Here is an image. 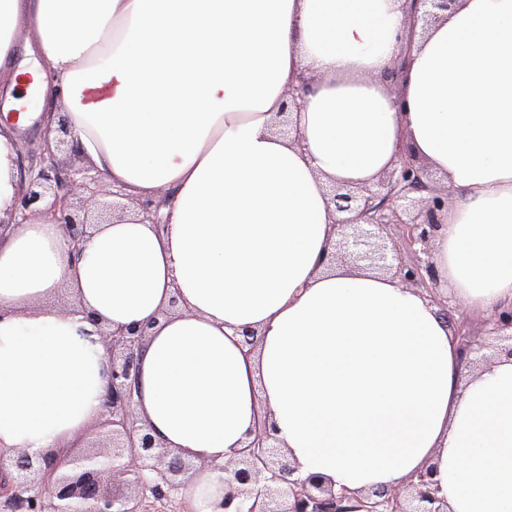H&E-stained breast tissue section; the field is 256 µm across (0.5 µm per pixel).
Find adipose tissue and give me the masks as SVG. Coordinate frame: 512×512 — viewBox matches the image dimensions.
<instances>
[{
	"label": "adipose tissue",
	"instance_id": "ef3b65f1",
	"mask_svg": "<svg viewBox=\"0 0 512 512\" xmlns=\"http://www.w3.org/2000/svg\"><path fill=\"white\" fill-rule=\"evenodd\" d=\"M407 0H0V93L66 108L108 182L172 191L166 225H100L73 255L51 215L0 239V453L67 456L100 417L104 349L84 311L145 324L137 413L183 457L233 458L258 422L334 492L436 468L450 512H512V358L467 371L445 319L389 275L325 261L333 184L411 147L455 193L438 288L512 304V0H457L417 36ZM25 31L30 58H20ZM312 85L292 144L275 126ZM20 189L0 129V220ZM68 289L81 311L52 300ZM178 313H170V305ZM258 333L255 349L244 329Z\"/></svg>",
	"mask_w": 512,
	"mask_h": 512
}]
</instances>
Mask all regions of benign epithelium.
Segmentation results:
<instances>
[{"label":"benign epithelium","mask_w":512,"mask_h":512,"mask_svg":"<svg viewBox=\"0 0 512 512\" xmlns=\"http://www.w3.org/2000/svg\"><path fill=\"white\" fill-rule=\"evenodd\" d=\"M419 1L430 8L421 14L411 12L405 52L384 75L386 79L404 73L416 30L425 29L439 18V12L456 3L412 0ZM429 172L406 148L396 166L376 182L361 187L333 185L329 192L337 211L348 214L337 223L339 243L353 250L356 261L386 271L401 285L434 299V270L427 256L439 215L448 208V190L434 186ZM20 175L15 223L25 224L43 214L41 204L52 196L53 217L76 254L98 225L118 212H127L113 201L123 195V187L89 169L61 166L49 149L39 166L22 168ZM414 192L425 196L414 198ZM171 197L170 191L159 192L138 203L132 213L160 225V210ZM391 224L402 229L398 236L386 240L380 231ZM404 249L418 257L403 261ZM87 319L98 326L110 365L105 410L95 423L97 439L88 444L90 451L65 460L53 453L32 457L23 450L12 458L0 456V470L10 474L6 494L26 512H143L147 498L176 497L189 481L205 472L224 474V495L217 506L221 512H447V504L433 488L432 467L404 486L351 496L338 495L313 477L295 479V466L286 455H275L274 428L264 422L237 457L224 464L183 458L159 443L136 412L137 379L148 326L133 324L114 330L90 313ZM456 328L467 363L479 367L503 355L512 358V307L495 314L490 329L497 340L495 346L469 336L462 322Z\"/></svg>","instance_id":"benign-epithelium-1"}]
</instances>
